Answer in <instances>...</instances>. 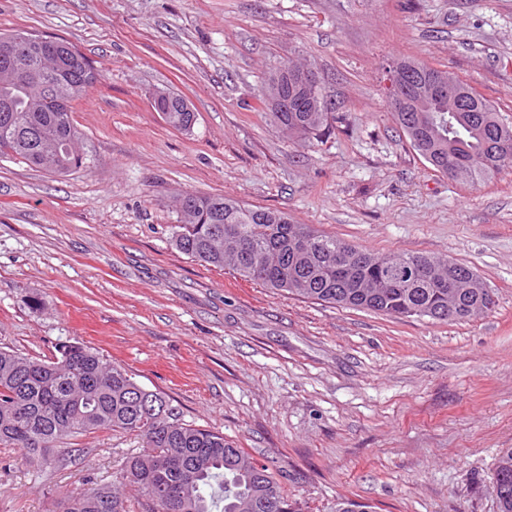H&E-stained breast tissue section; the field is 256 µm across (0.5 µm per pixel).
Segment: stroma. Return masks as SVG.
I'll use <instances>...</instances> for the list:
<instances>
[{
	"label": "stroma",
	"mask_w": 512,
	"mask_h": 512,
	"mask_svg": "<svg viewBox=\"0 0 512 512\" xmlns=\"http://www.w3.org/2000/svg\"><path fill=\"white\" fill-rule=\"evenodd\" d=\"M63 39L102 79L74 103L87 167L54 176L0 154V348L49 359L79 341L214 429L304 512H498L512 448V170L469 187L399 135L383 89L424 57L512 122V0H0V32ZM309 63L341 122L308 146L259 108L278 67ZM197 121L171 128L154 95ZM288 212L374 253L473 269L495 307L460 321L315 303L206 267L173 244L180 194ZM37 297L30 309L25 300ZM136 436L59 444L53 468L0 448V512L114 483ZM499 512H512V448L503 449L493 473Z\"/></svg>",
	"instance_id": "stroma-1"
}]
</instances>
